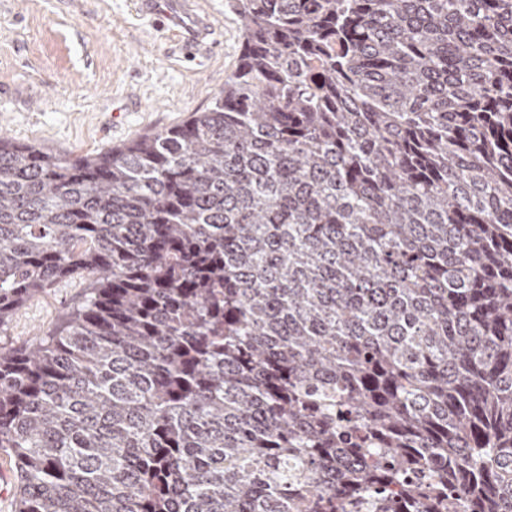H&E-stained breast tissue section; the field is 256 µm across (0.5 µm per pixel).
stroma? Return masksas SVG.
<instances>
[{
    "mask_svg": "<svg viewBox=\"0 0 512 512\" xmlns=\"http://www.w3.org/2000/svg\"><path fill=\"white\" fill-rule=\"evenodd\" d=\"M189 2L210 23L196 45L135 0H0V134L85 156L205 111L237 64L238 23L228 0ZM92 281L59 280L22 305L0 352L55 330Z\"/></svg>",
    "mask_w": 512,
    "mask_h": 512,
    "instance_id": "stroma-1",
    "label": "stroma"
}]
</instances>
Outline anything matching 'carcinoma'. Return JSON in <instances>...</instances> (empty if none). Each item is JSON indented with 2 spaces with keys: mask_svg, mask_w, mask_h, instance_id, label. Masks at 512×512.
Here are the masks:
<instances>
[{
  "mask_svg": "<svg viewBox=\"0 0 512 512\" xmlns=\"http://www.w3.org/2000/svg\"><path fill=\"white\" fill-rule=\"evenodd\" d=\"M210 108L0 136L16 512H512V0H232ZM93 279L90 275L61 279L22 305L7 329L0 332V352L23 348L55 330L65 316L85 299Z\"/></svg>",
  "mask_w": 512,
  "mask_h": 512,
  "instance_id": "carcinoma-1",
  "label": "carcinoma"
}]
</instances>
